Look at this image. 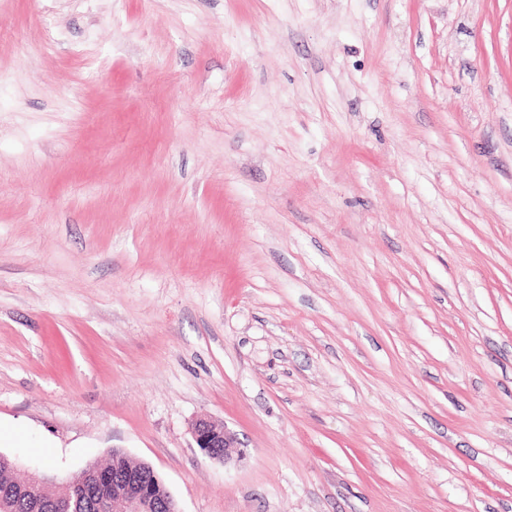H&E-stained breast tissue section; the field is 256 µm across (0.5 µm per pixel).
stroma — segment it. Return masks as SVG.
I'll list each match as a JSON object with an SVG mask.
<instances>
[{
  "mask_svg": "<svg viewBox=\"0 0 512 512\" xmlns=\"http://www.w3.org/2000/svg\"><path fill=\"white\" fill-rule=\"evenodd\" d=\"M19 423L179 512H512V0H0ZM190 433L197 448L210 459L227 464L232 459V449L239 448L236 435L223 423L209 418H198L192 421ZM224 448V451H217Z\"/></svg>",
  "mask_w": 512,
  "mask_h": 512,
  "instance_id": "obj_1",
  "label": "stroma"
}]
</instances>
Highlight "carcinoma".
Wrapping results in <instances>:
<instances>
[{
    "mask_svg": "<svg viewBox=\"0 0 512 512\" xmlns=\"http://www.w3.org/2000/svg\"><path fill=\"white\" fill-rule=\"evenodd\" d=\"M14 467V460L0 454V503L9 512H54V498L62 502L71 501L72 507L68 512H101V503L112 499V481L95 478L99 468L97 464L87 465L80 473V480L71 478L62 482V489L56 493L33 480L12 479L10 472ZM105 468L116 477L129 472L143 473L150 477L159 495H167L159 476L144 462H136L121 452H114Z\"/></svg>",
    "mask_w": 512,
    "mask_h": 512,
    "instance_id": "cac0c4a2",
    "label": "carcinoma"
}]
</instances>
